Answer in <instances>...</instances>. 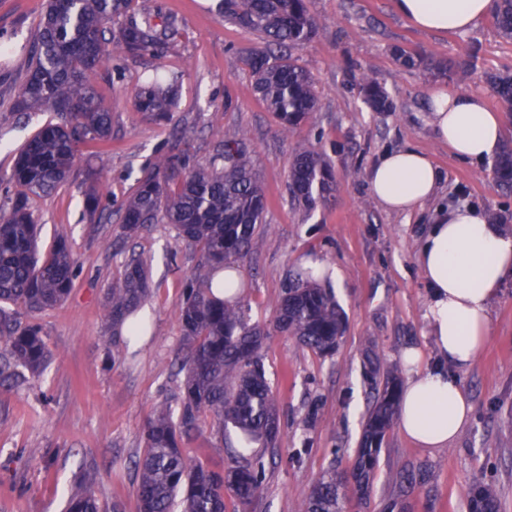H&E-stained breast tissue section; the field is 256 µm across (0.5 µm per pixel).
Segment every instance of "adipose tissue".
<instances>
[{"label": "adipose tissue", "mask_w": 512, "mask_h": 512, "mask_svg": "<svg viewBox=\"0 0 512 512\" xmlns=\"http://www.w3.org/2000/svg\"><path fill=\"white\" fill-rule=\"evenodd\" d=\"M493 7V0H395L397 13L415 28L437 33L468 30ZM428 123L458 159L480 162L499 150L502 118L480 95L431 87ZM366 181L386 211L413 213L438 196L441 174L426 154L406 148L380 156L367 170ZM418 265L430 288L425 318L437 354L467 368L490 340L491 306L512 275V236L503 235L483 210L451 204L436 209L419 247ZM402 361L407 378L400 432L424 449L449 448L470 422V400L444 369L423 367L419 350L404 351Z\"/></svg>", "instance_id": "1"}]
</instances>
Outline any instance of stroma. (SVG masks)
<instances>
[{"label":"stroma","instance_id":"35a3bbf8","mask_svg":"<svg viewBox=\"0 0 512 512\" xmlns=\"http://www.w3.org/2000/svg\"><path fill=\"white\" fill-rule=\"evenodd\" d=\"M216 3L134 0L138 7L159 5L177 14L179 42L155 56L113 57L91 74L112 113L108 165L90 172L89 150L81 148L69 182L32 201L41 254L66 236L76 278L64 304L33 316L53 352L48 369L38 378L0 384V512H64L71 493L83 487L92 489L104 512H137L135 462L145 446L144 426L158 407L180 409L177 312L199 256L163 221L133 238L122 233L118 213L158 154L176 148L205 165L224 141L248 134L268 197L258 247L238 270L251 322L270 330L262 355L276 397L279 438L246 512H296L317 476L352 468L367 410L366 351L400 374L408 348L421 351L424 365L437 362L425 320L430 290L417 262L431 211L403 215L378 205L365 173L379 156L405 147L428 153L442 175L441 203L465 202L489 216H506L502 230L512 236V192L493 179L491 160L466 163L437 142L425 122L435 79L401 66L393 54L399 47L455 65L448 89L482 94L499 109L488 78L512 73V39L499 33L492 17L464 32L428 33L400 16L394 0H310L316 34L293 56L310 73L318 105L310 119L286 132L258 98L247 62L264 47L262 34L226 22ZM46 4L0 0V43L13 48L0 56L2 206L16 191L10 180L16 153L58 120L52 112L14 110ZM366 65L387 87L395 111H369L358 98L352 83ZM157 72L182 75L167 123L133 106L138 85ZM184 124L195 127L196 137L181 144L175 132ZM309 145L325 154L335 173L333 196L311 211L288 190L291 161ZM92 188L112 209L111 219L86 215L84 199ZM133 256L148 268L149 293L141 307L150 314L148 332L135 348L113 342L103 319L106 290ZM308 259L339 271L321 282L333 290L345 317L344 335L326 357L271 328L290 274ZM457 377L473 405L468 426L450 448L435 453L391 427L362 512H467L466 493L476 483L495 491L500 512H512V277L494 303L490 341ZM183 446L202 461L230 463L210 413L200 415L198 430ZM403 470L414 477L411 489L397 482Z\"/></svg>","mask_w":512,"mask_h":512}]
</instances>
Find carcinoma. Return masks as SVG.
<instances>
[{
    "mask_svg": "<svg viewBox=\"0 0 512 512\" xmlns=\"http://www.w3.org/2000/svg\"><path fill=\"white\" fill-rule=\"evenodd\" d=\"M133 0H48L32 61L15 108L44 109L60 122L42 127L15 159L10 181L17 191L7 210H0V377L21 368L31 376L49 365L52 352L42 327L22 323L15 307L30 312L52 307L70 294L75 261L68 240L56 239L47 256L37 250V225L30 211L33 196L49 195L68 180L78 146L93 148L100 168L108 160L112 113L88 84L90 72L110 59L107 44L126 57L154 55L181 36L177 17L162 7L135 9ZM225 20L263 34L267 47L252 53L249 66L261 100L288 130L316 111L318 96L310 74L291 51L309 42L316 29L308 0H218ZM118 26L107 29L109 20ZM494 24L512 38V0H496ZM112 38H107V32ZM394 55L407 68L449 78L452 66L427 53ZM504 112L512 117V75L491 78ZM362 102L373 112H391L393 100L384 86L363 69L355 83ZM178 95L177 80L155 73L136 90L134 106L156 121L170 117ZM247 135L224 142L208 168L192 167L180 154L157 157L138 180L121 215L123 234L132 238L163 218L179 237L199 249L197 273L188 280L177 315L186 357L183 399L178 417L163 406L145 427V448L136 461L139 512H173L181 499L184 512H242L256 498L264 470L256 456L275 447L278 424L274 392L266 378L262 348L268 332L247 322L240 299L226 301L213 293V271L228 270L256 245V229L264 222L267 198L254 171ZM491 173L512 191V146L504 148ZM335 174L316 148L298 151L291 162L288 190L310 209L331 195ZM148 270L132 258L108 289L104 317L120 326L147 296ZM274 328L295 337L317 355L336 350L344 318L334 294L315 284L304 269L290 280ZM380 366L368 371L373 400L362 439L349 473L325 472L317 477L298 512H348L352 490L357 498L369 491L379 464L381 445L398 412L399 386L388 373L378 382ZM213 413L219 431L237 432L238 461L214 470L192 460L182 440L198 426L200 413ZM468 512H499L496 496L475 485L467 494ZM65 512H101L90 489L70 495Z\"/></svg>",
    "mask_w": 512,
    "mask_h": 512,
    "instance_id": "1",
    "label": "carcinoma"
}]
</instances>
